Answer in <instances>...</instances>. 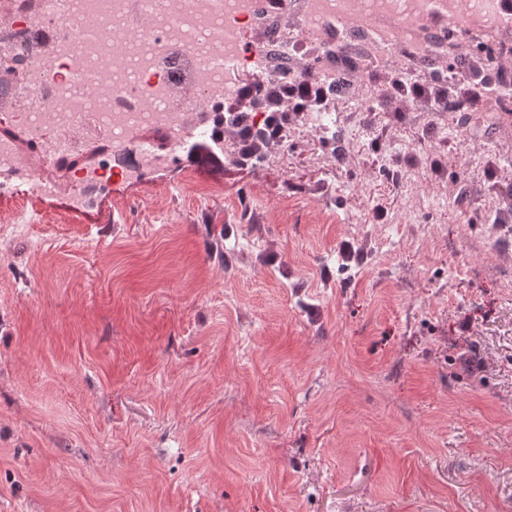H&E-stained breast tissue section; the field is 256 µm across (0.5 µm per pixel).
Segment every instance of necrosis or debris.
Here are the masks:
<instances>
[{
  "label": "necrosis or debris",
  "mask_w": 512,
  "mask_h": 512,
  "mask_svg": "<svg viewBox=\"0 0 512 512\" xmlns=\"http://www.w3.org/2000/svg\"><path fill=\"white\" fill-rule=\"evenodd\" d=\"M0 0V44L10 46L0 107V195L28 187L40 198L120 178L153 179L181 162L189 139L215 140L226 159L243 158L245 136L277 129L288 135L283 101L269 85L296 74L298 53L323 93L302 127L326 139L336 116L337 58L378 68L396 43L409 45L405 70L431 61L437 26L456 16L461 45L486 37L489 65L512 55V15L480 0ZM263 28L259 41L251 33ZM266 75L252 97L225 108L243 76ZM239 134L215 132L216 116ZM106 129L104 154L77 163L71 133Z\"/></svg>",
  "instance_id": "4bbe7bcc"
}]
</instances>
